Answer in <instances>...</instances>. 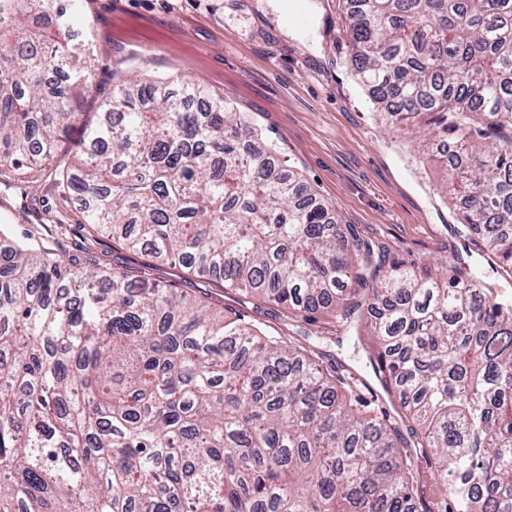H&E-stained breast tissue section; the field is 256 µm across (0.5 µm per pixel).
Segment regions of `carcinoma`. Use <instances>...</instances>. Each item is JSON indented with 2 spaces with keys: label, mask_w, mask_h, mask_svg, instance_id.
<instances>
[{
  "label": "carcinoma",
  "mask_w": 512,
  "mask_h": 512,
  "mask_svg": "<svg viewBox=\"0 0 512 512\" xmlns=\"http://www.w3.org/2000/svg\"><path fill=\"white\" fill-rule=\"evenodd\" d=\"M351 61L434 154L487 268L386 264L230 100L93 90L83 0H0V167L58 161L83 228L355 329L394 404L320 351L88 258L0 249V512H512V0H343ZM446 489L426 501L421 467Z\"/></svg>",
  "instance_id": "obj_1"
}]
</instances>
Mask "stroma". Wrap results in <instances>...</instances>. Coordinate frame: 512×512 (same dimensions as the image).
Wrapping results in <instances>:
<instances>
[{"label": "stroma", "instance_id": "obj_1", "mask_svg": "<svg viewBox=\"0 0 512 512\" xmlns=\"http://www.w3.org/2000/svg\"><path fill=\"white\" fill-rule=\"evenodd\" d=\"M85 13L93 24L95 89L78 104L84 119H95L113 72L196 78L213 96H229L357 237L409 266L450 263L469 247L445 194V172L421 135L403 123L387 124L358 84L340 0H85ZM14 182L25 184L41 215L45 243L81 257V204L52 166L0 171V208L11 204L5 186ZM93 251L105 268L147 274L151 283L208 297L214 312L244 315L274 334L288 331L274 305L126 251L112 238H100ZM311 330L326 339L325 363L373 381L366 352L343 326L321 318Z\"/></svg>", "mask_w": 512, "mask_h": 512}]
</instances>
